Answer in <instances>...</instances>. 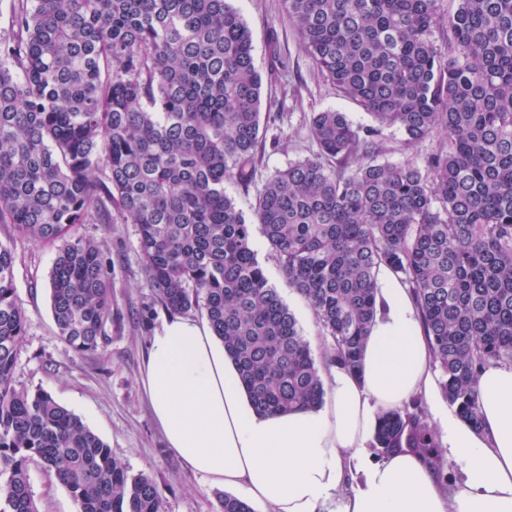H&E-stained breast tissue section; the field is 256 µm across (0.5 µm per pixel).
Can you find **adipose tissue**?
Returning a JSON list of instances; mask_svg holds the SVG:
<instances>
[{"label": "adipose tissue", "instance_id": "adipose-tissue-1", "mask_svg": "<svg viewBox=\"0 0 512 512\" xmlns=\"http://www.w3.org/2000/svg\"><path fill=\"white\" fill-rule=\"evenodd\" d=\"M375 323L359 371H327L318 408L261 415L209 324L175 317L150 338L143 384L171 451L212 484L243 490L271 512H512V365L478 381L481 426L449 416L443 486L426 456L368 460L378 411L433 398L432 352L408 288L378 278Z\"/></svg>", "mask_w": 512, "mask_h": 512}]
</instances>
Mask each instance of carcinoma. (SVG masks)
<instances>
[{"label":"carcinoma","instance_id":"obj_1","mask_svg":"<svg viewBox=\"0 0 512 512\" xmlns=\"http://www.w3.org/2000/svg\"><path fill=\"white\" fill-rule=\"evenodd\" d=\"M283 4L317 71L375 123L409 146L446 137L424 166L380 162L378 129L315 112L319 153L276 171L248 216L224 183L252 182L262 80L229 0H14L0 34V224L57 246L55 336L79 352L108 341L112 258L74 227L135 224L153 303L204 317L264 414L315 409L325 390L252 225L330 338L322 359L351 371L386 269L411 291L448 403L477 429L482 369L512 364V0H457L446 21L438 0ZM26 324L0 242V512H38L32 462L77 512H164L150 475L17 384ZM374 446L445 474L417 398L379 415ZM216 498V512H253Z\"/></svg>","mask_w":512,"mask_h":512}]
</instances>
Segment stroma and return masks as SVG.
Instances as JSON below:
<instances>
[{"instance_id":"obj_1","label":"stroma","mask_w":512,"mask_h":512,"mask_svg":"<svg viewBox=\"0 0 512 512\" xmlns=\"http://www.w3.org/2000/svg\"><path fill=\"white\" fill-rule=\"evenodd\" d=\"M231 4L250 30L255 66L262 77L263 148L253 180L246 188L233 182L225 185L226 192L246 210L275 171L317 154L309 131L313 113L332 108L363 127L373 120L318 73L284 13L282 0H231ZM276 58L287 63V72L272 71ZM377 141L382 147L378 161L419 165L442 138L437 135L410 147L404 133L384 127ZM75 231L104 243L112 257L110 339L93 354L75 352L55 335L48 290L55 247L16 238L10 225L0 224V242L10 245L16 256L17 301L27 318L17 380L28 388L47 391L80 417L131 473L149 474L162 495L165 512H214L217 486L171 452L142 387L148 340L168 314L160 309L152 317L144 315L151 298L143 286L136 227L121 222L80 224ZM252 234L270 282L280 288L313 355L321 356L328 340L310 306L286 288L260 225H253ZM30 477L39 512H76L68 490L53 474L34 464Z\"/></svg>"}]
</instances>
